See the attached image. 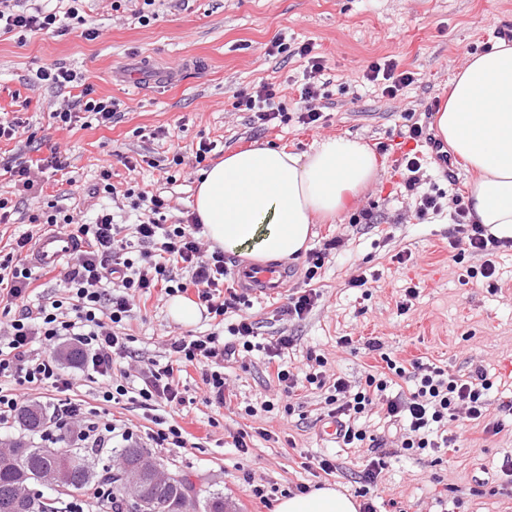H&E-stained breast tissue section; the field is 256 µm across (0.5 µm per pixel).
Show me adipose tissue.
<instances>
[{"label": "adipose tissue", "mask_w": 512, "mask_h": 512, "mask_svg": "<svg viewBox=\"0 0 512 512\" xmlns=\"http://www.w3.org/2000/svg\"><path fill=\"white\" fill-rule=\"evenodd\" d=\"M437 134L472 171L470 216L512 239V46L470 56L449 83ZM381 167L363 140L329 137L305 153L258 146L204 171L192 207L211 244L255 261L288 262L308 249L316 218L340 213ZM336 487L280 498L274 512H358Z\"/></svg>", "instance_id": "adipose-tissue-1"}]
</instances>
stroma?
Wrapping results in <instances>:
<instances>
[{
  "mask_svg": "<svg viewBox=\"0 0 512 512\" xmlns=\"http://www.w3.org/2000/svg\"><path fill=\"white\" fill-rule=\"evenodd\" d=\"M142 6V0H127L116 12L112 0H85L97 30L92 39L78 29L62 37L0 36V114L21 117L38 143L23 149L15 140L1 142L0 161L19 151L37 160L53 146L70 157L66 174H43L41 203L91 222L103 203L93 188L107 166L114 184L160 193L172 216L180 217L194 200L203 167L193 156L205 140L216 144L208 157L214 163L256 143L302 153L325 137L356 136L382 165L376 183L334 220L315 225L312 247L336 236L345 245L322 268L320 298L305 319H281L286 294L247 300L221 329L206 316L191 325L175 322L170 297L157 289L134 306L124 328L131 350L144 361L167 362L174 336L217 331L225 337L242 317L261 324L258 350L226 365L230 395L223 409L203 403L202 367L176 373L185 397L178 422L191 443L151 448L164 468L202 492L223 493L229 512H273L272 502L296 494L301 484H330L349 495L358 490L366 451L322 436L325 391L309 386L287 396L265 370L261 347L283 332L294 338L284 362L296 374L308 372L311 351L326 358L327 374L356 386L368 374L386 371L390 359L406 366L422 360L455 374L480 366L494 383L492 399H512V248L496 257L499 291L478 286L467 276L473 258L456 261L448 246L449 211L419 217L394 166L412 147L402 136L403 113H423L447 100L448 84L466 57L497 44L501 25L512 23V0H156L159 18L147 25L137 18ZM278 40L283 49L272 51ZM307 41L325 66L323 119L315 127L299 123L296 112L305 69L296 49ZM386 57L415 78L394 99L363 78L367 65ZM41 66L71 69L95 97L119 102L118 122L109 128L52 124L50 114L65 108L74 91L35 84ZM263 81L279 84L289 120L261 130L233 102L240 90ZM177 152L190 162L170 182L160 164ZM125 155L148 162L132 172L121 162ZM365 208L377 215L378 226L354 223ZM402 250L411 251V261H396ZM358 269L371 275L367 289L347 286ZM410 286L418 297L409 310H400ZM343 336L353 339V347L340 345ZM375 337L384 344L383 354L366 347ZM99 391V382L88 378L79 396L86 407L128 421L134 444L150 448L152 416L127 399L102 402ZM263 395L274 410L247 416L246 406ZM241 434L249 445L244 453L234 446ZM323 454L335 457L337 470L318 478L303 462ZM507 459L512 430L489 437L470 425L460 447L441 461L427 453L390 457L372 501L376 512H512V476L501 471ZM254 482L269 487L268 503L252 496Z\"/></svg>",
  "mask_w": 512,
  "mask_h": 512,
  "instance_id": "35a3bbf8",
  "label": "stroma"
}]
</instances>
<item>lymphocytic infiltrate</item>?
<instances>
[{"label":"lymphocytic infiltrate","mask_w":512,"mask_h":512,"mask_svg":"<svg viewBox=\"0 0 512 512\" xmlns=\"http://www.w3.org/2000/svg\"><path fill=\"white\" fill-rule=\"evenodd\" d=\"M60 19L56 12L39 6L16 10L10 8L7 0H0L1 36L41 31L62 36L68 28ZM313 49V44L305 43L297 50L307 61L298 116L306 125L317 124L322 118L316 102L325 66ZM363 77L378 86L383 96L392 99L414 81L413 73L399 70L389 59L370 64ZM278 94L276 84L263 82L253 91H239L234 107L251 113L253 123L265 127L283 116L284 109L276 102ZM118 109V102L112 98L95 99L81 94L66 108L53 113L52 118L55 123L69 127L86 116L97 125L106 126L118 119ZM68 166L67 157L54 148L46 158L35 162L12 158L0 169L9 173L20 199L29 200L40 190L39 173L47 169L58 173ZM423 166V157L412 151L397 162L404 187L422 216L440 213L443 197L442 192L424 189L420 177ZM97 191L110 199L120 193L130 199L132 209L140 213L135 226L136 240H120V226L115 223L110 207H100L92 222L76 224L75 237L85 247L58 271L64 299L34 308L24 304L18 317L0 325V379L10 383L9 389H0V428L8 427L14 420L30 391L46 387L59 395L52 406L46 434L76 425L80 428L78 439L87 448H105L117 439L132 441L133 430L123 420L112 418L101 426L87 423V411L76 397L78 378L84 375L101 380L99 397L103 402H114L131 393L143 409H167V418L160 420L158 429L149 433L148 439L155 448L186 447L187 433L177 422L185 398L175 381V369L188 365L204 367V401L214 408H223L224 364L235 359L240 351L250 350L252 338L258 335V324L241 318L232 328V340L224 342L213 333L174 336L168 343L167 363L150 361L134 372L123 367L121 361L127 356L130 338L119 332L118 327L129 317L134 299L150 297L160 286L170 294L190 291L209 315L220 321L237 310L242 298L235 288L225 287L224 254L205 247L197 215L168 223L170 204L165 197L132 188L118 190L107 169L100 173ZM452 222L450 248L478 257L480 264L471 268L470 278L482 284L492 283L496 273L493 256L501 248L512 246V241L495 238L483 225L473 223L462 204L456 205ZM32 240L29 234L15 237L8 252L0 254V287L5 288L8 301L24 303L29 296L33 278L26 260ZM69 340L82 351L81 372L77 375L64 370L55 351L57 343ZM310 360L315 371L301 378L281 367L276 371L277 380L290 395L303 381L319 389L329 388L325 399L327 415L336 423L338 439L348 447H365L370 452L360 475L361 492L365 495L377 485L389 455L387 438L368 433L359 423L374 405H381L385 418L398 427L400 450L410 455L455 447L459 436L449 430V423H479L486 435L496 436L505 428L504 417H512V400L492 403L493 383L480 367L466 375H455L419 360L408 368L391 360L387 367L393 375L413 384L412 389L392 394L387 378L367 375L364 387L356 390L344 377L327 378L322 356L314 354Z\"/></svg>","instance_id":"f902f5d3"}]
</instances>
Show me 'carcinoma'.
Here are the masks:
<instances>
[{"label": "carcinoma", "instance_id": "1", "mask_svg": "<svg viewBox=\"0 0 512 512\" xmlns=\"http://www.w3.org/2000/svg\"><path fill=\"white\" fill-rule=\"evenodd\" d=\"M42 420L43 411L36 405L20 412L21 424L28 431L39 428ZM145 453L138 446L121 448L117 450L121 459L118 470L114 472L107 466L98 472L88 454L70 448V486L75 493H83L98 482L110 486L107 497L115 505L113 512H183L188 506L192 512H226L224 494L213 492L202 497L185 478L147 485L143 504L128 498L123 479L125 468ZM60 466L61 460L50 448L23 438L9 443L4 451L0 449V512H60L59 501L34 490V486L42 484L45 474Z\"/></svg>", "mask_w": 512, "mask_h": 512}]
</instances>
